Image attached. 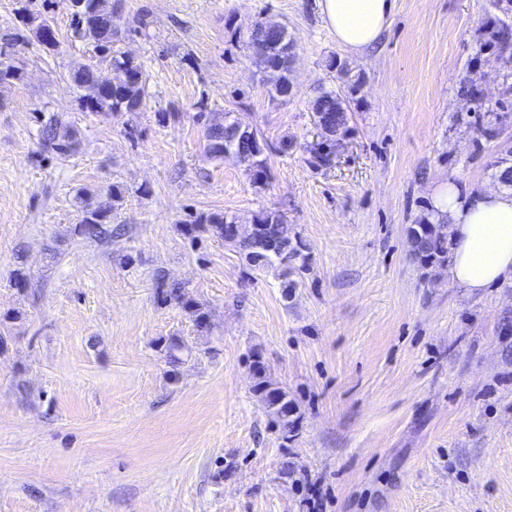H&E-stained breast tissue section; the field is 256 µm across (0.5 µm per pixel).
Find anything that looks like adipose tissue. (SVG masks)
I'll use <instances>...</instances> for the list:
<instances>
[{"label": "adipose tissue", "mask_w": 512, "mask_h": 512, "mask_svg": "<svg viewBox=\"0 0 512 512\" xmlns=\"http://www.w3.org/2000/svg\"><path fill=\"white\" fill-rule=\"evenodd\" d=\"M395 0H320L337 43L359 53L389 27ZM434 218L450 224L449 283L476 295L512 282V190L474 189L447 182L432 195Z\"/></svg>", "instance_id": "1"}]
</instances>
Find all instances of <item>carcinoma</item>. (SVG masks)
I'll return each mask as SVG.
<instances>
[{"label":"carcinoma","instance_id":"carcinoma-1","mask_svg":"<svg viewBox=\"0 0 512 512\" xmlns=\"http://www.w3.org/2000/svg\"><path fill=\"white\" fill-rule=\"evenodd\" d=\"M112 13V6L107 0H85L83 11L73 13L75 34L90 43L99 57L109 60L111 70L115 72L114 79L108 82L101 81L97 69L90 66L75 71L71 76L73 83L81 90V108L101 116L114 112H137L146 98V78L141 66L114 49ZM20 20L33 36L40 31L57 34L47 10L34 14L24 8ZM249 42L254 64L271 86L272 97L288 102V98L281 96L290 83L289 60L294 49V40L288 35V30L277 22L261 21L251 30ZM491 47L500 51L506 48L512 50V28L505 25L497 30ZM312 110L316 115L335 112L340 115L341 122H347L345 102L334 90L319 89ZM197 119L205 125L206 154L210 159L221 161L242 150V147L224 138V132L240 121V117L235 116L230 120L226 115L201 111L197 113ZM41 137L49 143L57 141L61 147L72 144L71 133L61 131V125L53 119L42 127ZM122 198V190L116 185L109 190L110 202L105 205L94 206L81 200L83 219L76 227L77 234L86 240L99 242L112 239V211L115 203ZM234 223L236 218L233 216L215 214L206 218V224L193 225L191 230H207L232 245L256 274L278 270L280 276L285 278L306 268L307 256L303 254L301 238L294 225L283 221L278 212L266 210L256 215L253 219L256 234L247 238L229 232V226ZM448 229L449 225L436 224L427 216L409 226L411 252L422 266L430 267L446 260ZM254 375L257 378L255 391L262 396L283 431L292 429L295 407L288 394L266 379L264 366L259 360L254 364Z\"/></svg>","mask_w":512,"mask_h":512}]
</instances>
